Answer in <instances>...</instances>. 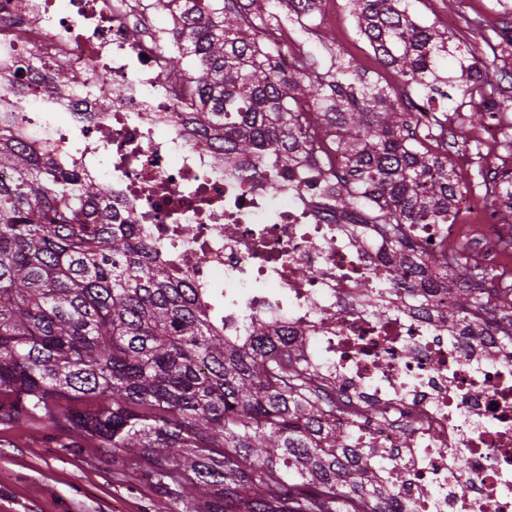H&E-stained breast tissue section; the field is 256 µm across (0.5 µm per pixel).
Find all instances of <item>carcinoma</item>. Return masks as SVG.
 Instances as JSON below:
<instances>
[{
    "label": "carcinoma",
    "mask_w": 512,
    "mask_h": 512,
    "mask_svg": "<svg viewBox=\"0 0 512 512\" xmlns=\"http://www.w3.org/2000/svg\"><path fill=\"white\" fill-rule=\"evenodd\" d=\"M409 2L350 5L375 56L426 102L466 100L481 60L450 47ZM273 3L303 26L315 0H249L245 16L235 0H154L179 19L162 47L193 91L176 117L226 154L275 151L286 166L317 136L335 145L346 166L315 157L321 187L389 244L381 279L437 327L512 343V288L490 297L474 287L484 276L430 242L462 195L448 157L429 147L434 133L341 55L322 74L300 68L272 82L277 48L253 43L248 28L280 22ZM14 41L17 71L49 93L69 87L24 29ZM450 61L460 75H448ZM24 119L0 112V169L10 172L0 180V421L43 419L67 450L89 441L103 458L132 453L174 512H385L394 491L336 426V390L261 322L246 344L224 335V315L154 256L112 189L54 147L21 140ZM488 194L512 214V169Z\"/></svg>",
    "instance_id": "cac0c4a2"
}]
</instances>
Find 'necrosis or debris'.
Instances as JSON below:
<instances>
[{"instance_id":"necrosis-or-debris-1","label":"necrosis or debris","mask_w":512,"mask_h":512,"mask_svg":"<svg viewBox=\"0 0 512 512\" xmlns=\"http://www.w3.org/2000/svg\"><path fill=\"white\" fill-rule=\"evenodd\" d=\"M19 25L72 76L58 98L30 86L39 120L21 135L73 151L84 174L107 182L158 259L202 302L222 298L231 335L255 320L287 335L335 387L350 448L373 452L397 488L388 512H512V352L437 329L394 288L389 313L372 316L362 285L381 277V237L328 211L309 163L227 156L177 126L183 82L138 0H30L21 13L0 0V40ZM258 40L278 46L272 76L287 80L302 46L281 29ZM94 71L107 81L89 92ZM261 168L278 179L259 196L248 183Z\"/></svg>"}]
</instances>
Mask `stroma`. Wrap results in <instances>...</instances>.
Segmentation results:
<instances>
[{
	"mask_svg": "<svg viewBox=\"0 0 512 512\" xmlns=\"http://www.w3.org/2000/svg\"><path fill=\"white\" fill-rule=\"evenodd\" d=\"M336 20L312 14L307 30H296L308 53L309 69L325 72L332 53L349 59L370 80L397 92L402 108H409L417 91L375 57L347 9V0H335ZM417 17L438 29L449 30L452 45L475 47L485 66L486 80L475 85L465 107L435 103V112L448 115V158L462 190L478 197L483 208L491 203L485 186L495 168L474 164L477 146L469 130L480 115L484 98H512V63L495 60L493 48L503 25H512V8L501 10L495 0H412ZM126 454L101 458L86 446L77 453L59 448L55 434L43 423H0V512H172L168 498L146 483L127 475Z\"/></svg>",
	"mask_w": 512,
	"mask_h": 512,
	"instance_id": "1",
	"label": "stroma"
}]
</instances>
